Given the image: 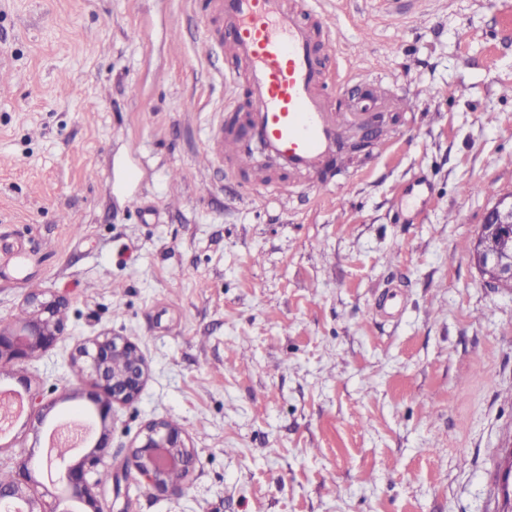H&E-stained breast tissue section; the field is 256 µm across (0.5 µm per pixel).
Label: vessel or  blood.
<instances>
[{
    "mask_svg": "<svg viewBox=\"0 0 512 512\" xmlns=\"http://www.w3.org/2000/svg\"><path fill=\"white\" fill-rule=\"evenodd\" d=\"M203 17L202 53L225 43L241 62L244 111L218 117L203 153L225 172L249 162L308 179L311 190L337 186L348 175L338 142L350 125L375 121L387 94L383 79L369 80V107L363 112L337 108L328 87L329 58L335 57L331 27L307 10L304 0H208ZM497 500L512 502V456L498 452L490 478Z\"/></svg>",
    "mask_w": 512,
    "mask_h": 512,
    "instance_id": "b4317fda",
    "label": "vessel or blood"
}]
</instances>
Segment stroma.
<instances>
[{
	"label": "stroma",
	"mask_w": 512,
	"mask_h": 512,
	"mask_svg": "<svg viewBox=\"0 0 512 512\" xmlns=\"http://www.w3.org/2000/svg\"><path fill=\"white\" fill-rule=\"evenodd\" d=\"M503 0H308L333 17L336 104L395 77L369 147L340 190L262 179L197 156L228 100L234 60L198 58L204 0H0V320L26 293L64 295L66 334L0 367L49 409L0 440V465L44 456L84 413L72 357L128 337L148 380L114 406L102 512H487L492 449L512 437V289L463 250L512 194V23ZM425 180L429 206L404 197ZM495 195L485 194L484 185ZM176 422L194 450L159 491L131 464L145 425Z\"/></svg>",
	"instance_id": "1"
}]
</instances>
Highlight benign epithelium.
Instances as JSON below:
<instances>
[{"mask_svg": "<svg viewBox=\"0 0 512 512\" xmlns=\"http://www.w3.org/2000/svg\"><path fill=\"white\" fill-rule=\"evenodd\" d=\"M500 234L512 237V195L497 199L486 212L479 235ZM469 259L489 286L497 288L512 285V255L485 253L474 240ZM23 304L28 318L15 325L0 322V364H18L32 359L40 352L53 348L64 335L61 318L66 300L39 289L29 291ZM77 380L89 383L87 397L97 411L101 422H106L116 404H130L141 393L147 377V366L136 345L127 338L104 333L80 346L74 357ZM27 395V417L43 418L46 407L40 394L31 390L30 382L19 379ZM133 466L148 484L165 490L173 483L169 476L174 471L189 474L193 451L186 445L185 433L176 423L166 420L153 421L143 430L132 455ZM46 466V460L36 462L23 457L15 462L13 481L0 486V512H71L60 507L67 499L81 504L78 512H102L92 493L85 462L80 461L57 469L56 483L67 492L52 507H45L32 493L37 483L35 470Z\"/></svg>", "mask_w": 512, "mask_h": 512, "instance_id": "obj_1", "label": "benign epithelium"}]
</instances>
